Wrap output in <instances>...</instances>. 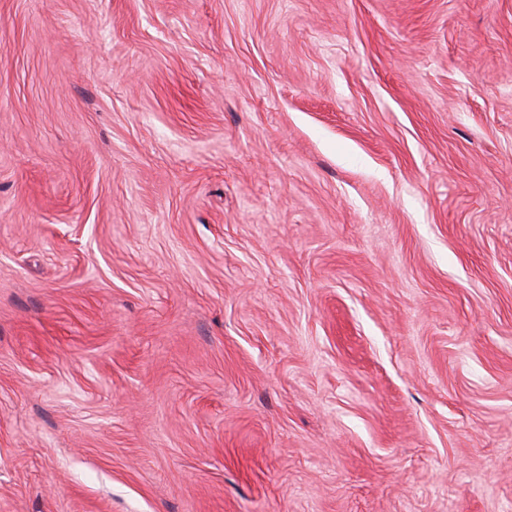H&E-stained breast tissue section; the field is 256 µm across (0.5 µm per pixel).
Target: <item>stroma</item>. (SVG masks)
Wrapping results in <instances>:
<instances>
[{"mask_svg": "<svg viewBox=\"0 0 512 512\" xmlns=\"http://www.w3.org/2000/svg\"><path fill=\"white\" fill-rule=\"evenodd\" d=\"M0 512H512V0H0Z\"/></svg>", "mask_w": 512, "mask_h": 512, "instance_id": "obj_1", "label": "stroma"}]
</instances>
